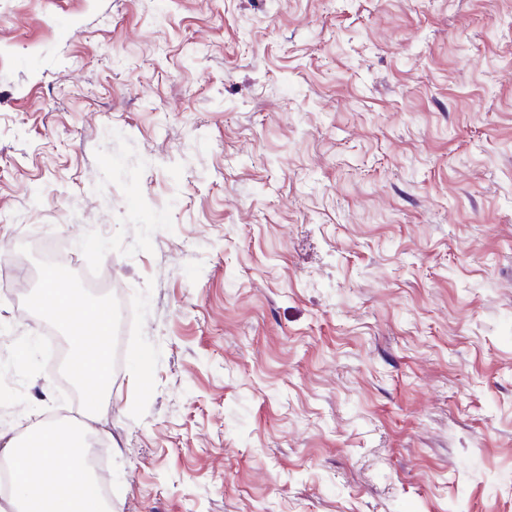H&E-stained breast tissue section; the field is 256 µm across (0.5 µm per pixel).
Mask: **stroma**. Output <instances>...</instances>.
Returning a JSON list of instances; mask_svg holds the SVG:
<instances>
[{"label": "stroma", "instance_id": "35a3bbf8", "mask_svg": "<svg viewBox=\"0 0 512 512\" xmlns=\"http://www.w3.org/2000/svg\"><path fill=\"white\" fill-rule=\"evenodd\" d=\"M28 236L131 310L117 512H512V0H0ZM52 328L0 300L11 435Z\"/></svg>", "mask_w": 512, "mask_h": 512}]
</instances>
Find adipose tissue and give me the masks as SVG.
Returning <instances> with one entry per match:
<instances>
[{
  "label": "adipose tissue",
  "instance_id": "adipose-tissue-1",
  "mask_svg": "<svg viewBox=\"0 0 512 512\" xmlns=\"http://www.w3.org/2000/svg\"><path fill=\"white\" fill-rule=\"evenodd\" d=\"M41 309L69 337L72 360L69 375L82 391L85 419H94L102 405V395L110 387L106 374L107 348L92 342L87 327L78 323L88 315L90 326L112 324L111 308L99 304L77 305L72 289L58 282L52 271H45L39 291ZM41 441V452L31 458L26 447L7 431H0V455L10 461L13 480L7 503L11 512H113L111 503L98 492L97 479L83 464L88 444L69 427L34 428Z\"/></svg>",
  "mask_w": 512,
  "mask_h": 512
}]
</instances>
